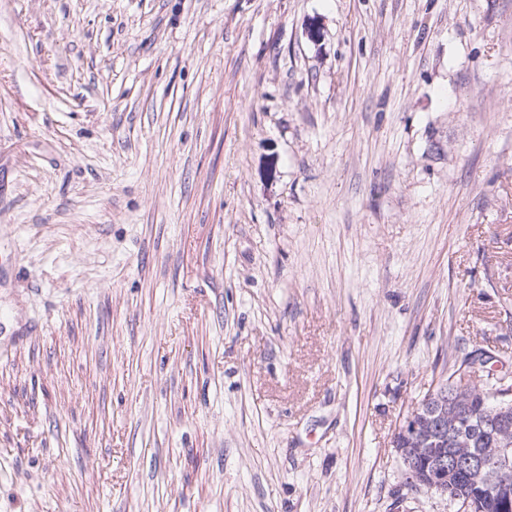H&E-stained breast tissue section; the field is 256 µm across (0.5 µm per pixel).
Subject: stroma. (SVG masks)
Returning a JSON list of instances; mask_svg holds the SVG:
<instances>
[{
  "label": "stroma",
  "instance_id": "35a3bbf8",
  "mask_svg": "<svg viewBox=\"0 0 512 512\" xmlns=\"http://www.w3.org/2000/svg\"><path fill=\"white\" fill-rule=\"evenodd\" d=\"M512 377V0H0V512H457L403 417Z\"/></svg>",
  "mask_w": 512,
  "mask_h": 512
}]
</instances>
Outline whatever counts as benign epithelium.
I'll return each mask as SVG.
<instances>
[{
  "mask_svg": "<svg viewBox=\"0 0 512 512\" xmlns=\"http://www.w3.org/2000/svg\"><path fill=\"white\" fill-rule=\"evenodd\" d=\"M452 392L448 381L439 380L432 390L401 420L393 446L404 456L402 480L417 488L448 494V475L461 472L470 477L479 496L491 492L502 509H512V485L500 483L491 469L512 467V440L500 439L490 455L474 453L460 457L449 448L448 408ZM512 427V391L497 395L494 408L486 412L481 428L490 432Z\"/></svg>",
  "mask_w": 512,
  "mask_h": 512,
  "instance_id": "obj_1",
  "label": "benign epithelium"
}]
</instances>
